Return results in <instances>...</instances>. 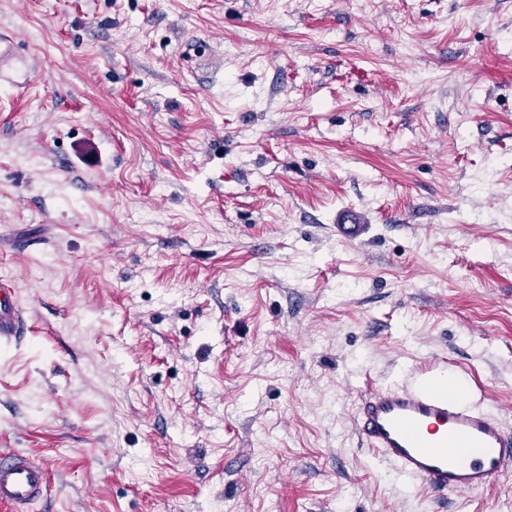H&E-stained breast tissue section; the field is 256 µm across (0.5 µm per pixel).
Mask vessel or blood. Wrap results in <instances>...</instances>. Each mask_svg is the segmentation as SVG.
<instances>
[{
  "mask_svg": "<svg viewBox=\"0 0 512 512\" xmlns=\"http://www.w3.org/2000/svg\"><path fill=\"white\" fill-rule=\"evenodd\" d=\"M15 290L0 283V342L20 339ZM356 430L381 460L430 493L480 492L512 466V431L436 384L371 386L360 396ZM47 471L21 453L0 456V503L24 512L47 491Z\"/></svg>",
  "mask_w": 512,
  "mask_h": 512,
  "instance_id": "b4317fda",
  "label": "vessel or blood"
}]
</instances>
